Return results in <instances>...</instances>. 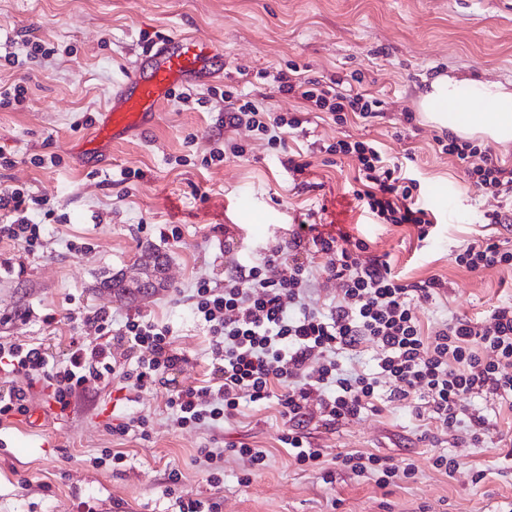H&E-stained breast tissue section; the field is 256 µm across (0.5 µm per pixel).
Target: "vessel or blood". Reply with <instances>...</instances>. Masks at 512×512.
<instances>
[{
    "instance_id": "b4317fda",
    "label": "vessel or blood",
    "mask_w": 512,
    "mask_h": 512,
    "mask_svg": "<svg viewBox=\"0 0 512 512\" xmlns=\"http://www.w3.org/2000/svg\"><path fill=\"white\" fill-rule=\"evenodd\" d=\"M224 61L212 43L176 36L147 49L113 94L98 134L120 140L150 129L173 88L222 76Z\"/></svg>"
}]
</instances>
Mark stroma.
Wrapping results in <instances>:
<instances>
[{"label":"stroma","mask_w":512,"mask_h":512,"mask_svg":"<svg viewBox=\"0 0 512 512\" xmlns=\"http://www.w3.org/2000/svg\"><path fill=\"white\" fill-rule=\"evenodd\" d=\"M46 41L48 56L30 58L25 31ZM199 36L224 54V75L170 98L156 124L89 157L92 121L133 69L149 42ZM295 63L308 77L352 84L379 94L384 117L337 125L311 118L303 135L287 134L286 149L242 125L224 130L223 88L232 85L275 113L304 109L280 94L274 77ZM28 75L23 102L0 109V190L26 189L28 216L42 224L37 255L0 241V343L42 346L51 363L63 362L71 340L97 342L86 312L114 319L141 314L167 323L182 362L143 389L119 390L93 380L59 411L41 380L0 374V390L31 386L32 407L44 419L0 423V512H172L168 475L179 470L175 495L216 497L218 512H512V459L500 437H512V405L495 398L463 399L487 420L489 439L428 440V427L396 403L362 411L328 432L307 431L332 466L301 469L279 441L276 408L249 405L223 430L177 426L166 397L196 385L210 363L207 327L187 297L196 281L223 285L232 262L256 261L266 246L291 236L315 212L322 223L367 241L371 255L387 257L410 280L443 281L439 297L417 307L427 326L453 315L486 321L512 303V268L471 271L460 250L494 237L512 245V230L486 220L512 210L474 193L467 165L439 151L440 130L417 116V95L439 75L512 84V0H0V88ZM415 113L406 123L407 113ZM380 142L387 157L407 160L419 181L418 201L434 223L426 239L416 227L382 223L352 195L355 165L327 160L322 148L344 136ZM243 145L246 157L205 164L219 141ZM304 164L295 172L293 163ZM177 228L178 238L160 236ZM232 245H225V237ZM168 254L169 288L132 301L98 289L103 275L135 274L147 246ZM124 416L148 420L145 439L113 437ZM244 442L266 450L267 464L251 471L225 454L213 491L197 448ZM124 451L122 465L98 463L102 450ZM355 451L412 460L414 480L389 488L337 466ZM458 462L453 474L433 465L437 456Z\"/></svg>","instance_id":"35a3bbf8"}]
</instances>
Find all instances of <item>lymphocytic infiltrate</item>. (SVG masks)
I'll use <instances>...</instances> for the list:
<instances>
[{
	"mask_svg": "<svg viewBox=\"0 0 512 512\" xmlns=\"http://www.w3.org/2000/svg\"><path fill=\"white\" fill-rule=\"evenodd\" d=\"M275 80L279 93L299 96L307 112L328 114L339 125L351 114L365 120L383 114L382 102L373 94L302 77L293 63ZM224 99L225 127L257 128L273 146L283 144L282 129H300L305 121L304 115L267 112L229 90ZM436 143L462 164L480 157V165L469 171L472 184L480 192L512 199V166L493 157L488 148L449 131ZM326 151L355 161L360 187L354 197L383 223L411 224L419 238L428 236L432 216L415 203L416 180L402 165L387 161L375 141L339 139ZM27 198L20 188L0 191V211L14 216L12 223L0 225V241L16 243L32 254L39 245L40 227L27 217ZM367 249L362 240L302 223L288 241L266 247L257 262L232 265L223 287L197 281L192 307L208 327L216 360L200 385L176 390L167 398L176 423L221 427L237 418L242 403H275L286 426L280 441L289 457L306 467L319 465L322 456L306 432L309 422L319 421L332 430L361 411H382L388 401L409 408L440 434L462 429L472 441L484 442V417L464 414L461 401L512 397V304L497 306L484 322L455 316L424 327L416 308L436 299L442 281L404 280L387 260L367 256ZM312 254L325 258L323 271L340 289L336 303L324 310L307 301ZM456 262L472 271L512 268V249L488 238L469 244ZM282 265L289 267V276H275ZM86 320L95 324L102 341L92 346L72 343L64 367H49L39 347L0 343V372L44 379L51 400L64 410L73 393L89 381L112 376L142 389L182 360L169 327L145 316H126L117 327L109 313L97 310ZM117 341L135 357V369L118 364L112 351ZM370 345L379 352L376 372L342 367L340 356L356 360ZM383 382L390 385L385 395L378 390ZM340 463L375 477L382 488L415 476L412 464L399 468L387 458L361 451L342 456Z\"/></svg>",
	"mask_w": 512,
	"mask_h": 512,
	"instance_id": "obj_1",
	"label": "lymphocytic infiltrate"
}]
</instances>
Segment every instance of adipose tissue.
<instances>
[{
    "mask_svg": "<svg viewBox=\"0 0 512 512\" xmlns=\"http://www.w3.org/2000/svg\"><path fill=\"white\" fill-rule=\"evenodd\" d=\"M419 105L428 121L452 124L461 137L512 144V89L500 82L442 76L431 82Z\"/></svg>",
    "mask_w": 512,
    "mask_h": 512,
    "instance_id": "ef3b65f1",
    "label": "adipose tissue"
}]
</instances>
